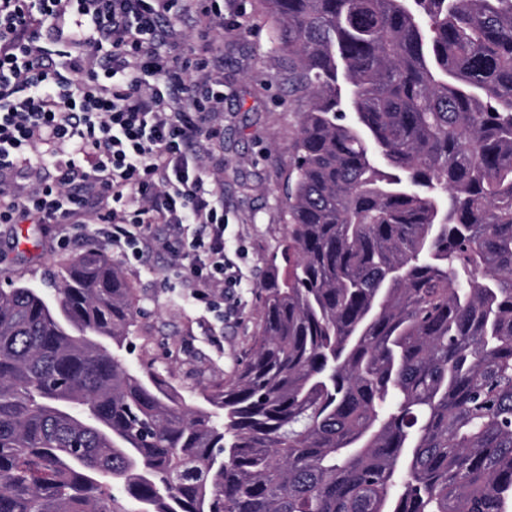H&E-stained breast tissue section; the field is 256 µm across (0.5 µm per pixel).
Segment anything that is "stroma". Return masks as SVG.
Wrapping results in <instances>:
<instances>
[{
    "instance_id": "1",
    "label": "stroma",
    "mask_w": 512,
    "mask_h": 512,
    "mask_svg": "<svg viewBox=\"0 0 512 512\" xmlns=\"http://www.w3.org/2000/svg\"><path fill=\"white\" fill-rule=\"evenodd\" d=\"M214 72L224 85V137L206 160L224 178V248L243 251L242 281L224 291L222 313L187 299L169 263L154 255L138 263L112 253L145 314L139 317L126 362L169 376L193 401L204 388L233 377L259 316L258 290L273 247L285 234L284 206L296 114L305 107L288 81V54L274 36L263 0H224V25L212 34ZM84 239L60 243L54 224H18L0 238V288L22 283L51 289L53 276L79 253Z\"/></svg>"
}]
</instances>
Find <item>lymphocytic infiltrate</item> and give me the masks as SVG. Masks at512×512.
<instances>
[{
	"mask_svg": "<svg viewBox=\"0 0 512 512\" xmlns=\"http://www.w3.org/2000/svg\"><path fill=\"white\" fill-rule=\"evenodd\" d=\"M223 21L224 0H0V228L55 224L65 243L92 219L112 249L168 255L205 307L235 287L224 180L203 165Z\"/></svg>",
	"mask_w": 512,
	"mask_h": 512,
	"instance_id": "f902f5d3",
	"label": "lymphocytic infiltrate"
}]
</instances>
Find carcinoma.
Wrapping results in <instances>:
<instances>
[{"instance_id":"cac0c4a2","label":"carcinoma","mask_w":512,"mask_h":512,"mask_svg":"<svg viewBox=\"0 0 512 512\" xmlns=\"http://www.w3.org/2000/svg\"><path fill=\"white\" fill-rule=\"evenodd\" d=\"M299 113L233 378L120 351L94 244L0 288V512H512V0H263Z\"/></svg>"}]
</instances>
